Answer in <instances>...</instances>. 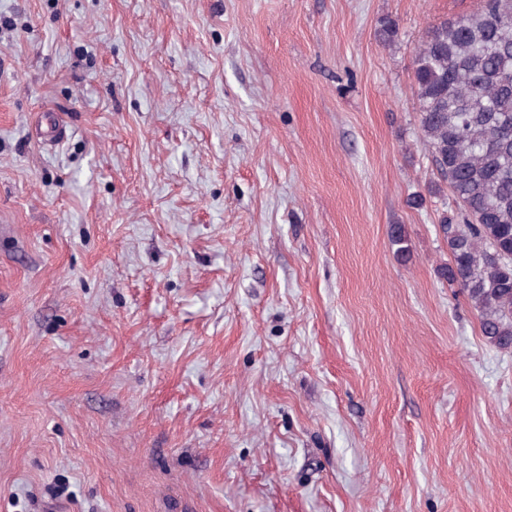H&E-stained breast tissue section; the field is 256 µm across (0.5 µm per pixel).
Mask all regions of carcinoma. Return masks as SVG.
<instances>
[{"mask_svg": "<svg viewBox=\"0 0 512 512\" xmlns=\"http://www.w3.org/2000/svg\"><path fill=\"white\" fill-rule=\"evenodd\" d=\"M413 89L421 138L458 207L439 221L449 253L439 276L478 312L485 340L512 352V0H480L426 29ZM389 241L407 260L403 225Z\"/></svg>", "mask_w": 512, "mask_h": 512, "instance_id": "carcinoma-1", "label": "carcinoma"}]
</instances>
